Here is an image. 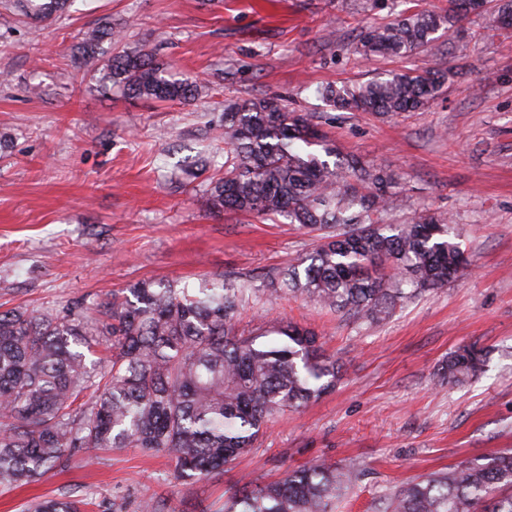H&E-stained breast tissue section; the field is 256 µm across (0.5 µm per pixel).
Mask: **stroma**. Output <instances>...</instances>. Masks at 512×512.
I'll return each instance as SVG.
<instances>
[{
	"label": "stroma",
	"instance_id": "stroma-1",
	"mask_svg": "<svg viewBox=\"0 0 512 512\" xmlns=\"http://www.w3.org/2000/svg\"><path fill=\"white\" fill-rule=\"evenodd\" d=\"M74 0L39 26L0 9V304L37 311L102 301L144 280L198 287L231 271L248 279L292 264L312 235L287 220L210 211L203 195L217 150L211 123L228 101L277 93L313 114L342 154L400 176L405 222L437 214L456 224L467 266L448 285L367 326L299 297L248 305L239 328L272 318L318 332L341 364L335 390L273 419L224 475L174 477L167 452L101 451L23 489H0V512L35 496L88 492L134 512L160 498L173 512H211L241 482L325 461L356 465L357 484L336 512H374L387 492L418 477L512 449V30L491 13L462 21L465 49L367 60L364 28L401 12L442 11L446 0ZM129 46L207 82L186 105L103 93L70 60L81 31L103 18ZM446 72L427 109L386 121L342 112L321 87L410 69ZM39 86L31 95L30 86ZM490 348L485 374L461 387L436 371L463 344Z\"/></svg>",
	"mask_w": 512,
	"mask_h": 512
}]
</instances>
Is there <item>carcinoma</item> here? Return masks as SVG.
Listing matches in <instances>:
<instances>
[{
    "label": "carcinoma",
    "mask_w": 512,
    "mask_h": 512,
    "mask_svg": "<svg viewBox=\"0 0 512 512\" xmlns=\"http://www.w3.org/2000/svg\"><path fill=\"white\" fill-rule=\"evenodd\" d=\"M19 21L39 25L67 15L73 0H9ZM493 4L499 27L512 29V0H448L444 12H413L364 30L365 55L406 58L428 51L459 22ZM124 27L105 19L72 45L93 68L98 87L157 103H189L197 79L142 49L126 48ZM106 63L97 66L100 57ZM431 69L395 73L358 85L328 84L331 107L392 118L438 97ZM215 139L224 173L204 189L209 209L284 218L316 236L311 253L262 278L234 273L197 288L141 281L130 296L94 304L85 298L29 313L0 311V488L35 483L75 457L93 462L103 448L167 451L175 478L199 482L224 474L254 448L267 422L299 409L336 385L339 367L318 334L273 319L248 334L237 328L251 303L294 294L361 323L382 321L405 303L445 288L468 259L452 221L421 214L395 224L399 178L343 156L307 113L281 95L234 101ZM488 352L462 345L439 376L463 386L480 377ZM353 467L314 462L276 481L247 482L217 512H336L358 480ZM123 512L121 505L36 498L24 512ZM377 512H512V451L485 463H461L387 494Z\"/></svg>",
    "instance_id": "carcinoma-1"
}]
</instances>
